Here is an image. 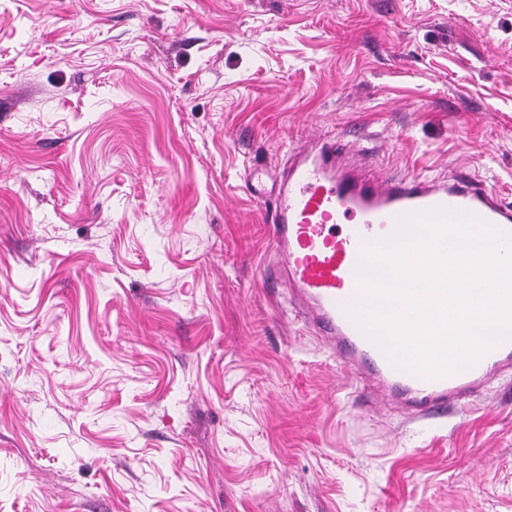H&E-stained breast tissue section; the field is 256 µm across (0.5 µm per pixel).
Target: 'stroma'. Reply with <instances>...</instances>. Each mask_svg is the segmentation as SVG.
Wrapping results in <instances>:
<instances>
[{
  "label": "stroma",
  "mask_w": 512,
  "mask_h": 512,
  "mask_svg": "<svg viewBox=\"0 0 512 512\" xmlns=\"http://www.w3.org/2000/svg\"><path fill=\"white\" fill-rule=\"evenodd\" d=\"M325 137L512 205V0H0V512H512V378L363 404L263 283Z\"/></svg>",
  "instance_id": "obj_1"
}]
</instances>
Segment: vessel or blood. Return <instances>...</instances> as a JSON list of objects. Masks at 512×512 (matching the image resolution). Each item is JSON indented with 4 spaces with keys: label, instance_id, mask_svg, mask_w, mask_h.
<instances>
[{
    "label": "vessel or blood",
    "instance_id": "1",
    "mask_svg": "<svg viewBox=\"0 0 512 512\" xmlns=\"http://www.w3.org/2000/svg\"><path fill=\"white\" fill-rule=\"evenodd\" d=\"M274 184L272 257L263 276L311 306L312 321L341 367L373 379L385 396L420 419L468 401L492 378L512 372V341H507L471 368L413 373L368 341L344 310L350 298L368 294L356 276L365 242L389 235L403 213L444 206L474 213L494 233L512 236V208L482 181L464 172L445 181L382 176L357 169L344 144L324 142L294 153Z\"/></svg>",
    "mask_w": 512,
    "mask_h": 512
}]
</instances>
